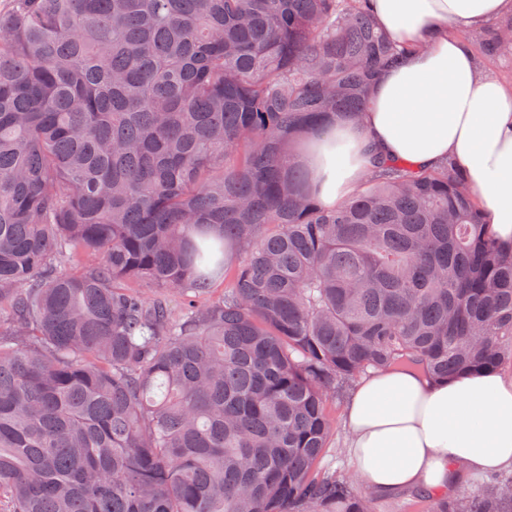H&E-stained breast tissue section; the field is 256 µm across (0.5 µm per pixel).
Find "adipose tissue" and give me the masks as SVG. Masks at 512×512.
Wrapping results in <instances>:
<instances>
[{
    "label": "adipose tissue",
    "mask_w": 512,
    "mask_h": 512,
    "mask_svg": "<svg viewBox=\"0 0 512 512\" xmlns=\"http://www.w3.org/2000/svg\"><path fill=\"white\" fill-rule=\"evenodd\" d=\"M370 9L406 53L375 81L360 124L339 120L314 139L321 200L355 191L372 147L418 168L449 161L465 173L489 235L512 247V86L480 74L454 34L512 11V0H370ZM344 425L356 471L378 496L451 494L470 474L512 467V379L376 372L350 393Z\"/></svg>",
    "instance_id": "obj_1"
}]
</instances>
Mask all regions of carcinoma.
Instances as JSON below:
<instances>
[{
	"label": "carcinoma",
	"instance_id": "obj_1",
	"mask_svg": "<svg viewBox=\"0 0 512 512\" xmlns=\"http://www.w3.org/2000/svg\"><path fill=\"white\" fill-rule=\"evenodd\" d=\"M368 2L0 11V512H372L321 468L336 387L512 363V251L463 172L376 156L326 205L297 161L405 53Z\"/></svg>",
	"mask_w": 512,
	"mask_h": 512
}]
</instances>
